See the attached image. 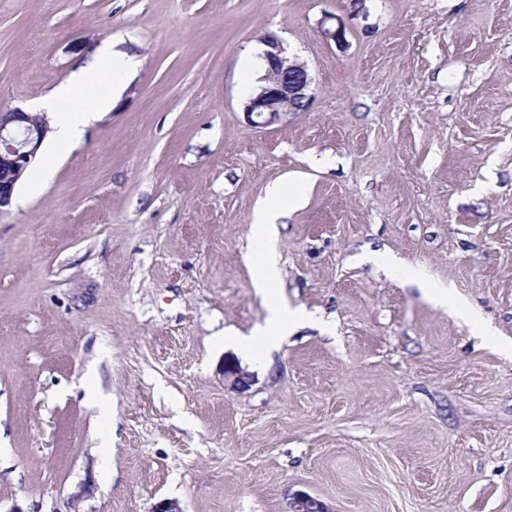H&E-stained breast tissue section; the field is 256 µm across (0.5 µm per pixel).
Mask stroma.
Returning a JSON list of instances; mask_svg holds the SVG:
<instances>
[{"label": "stroma", "mask_w": 512, "mask_h": 512, "mask_svg": "<svg viewBox=\"0 0 512 512\" xmlns=\"http://www.w3.org/2000/svg\"><path fill=\"white\" fill-rule=\"evenodd\" d=\"M268 32L311 99L254 128ZM103 55L0 214V512H512V0H0V109ZM267 250L308 320L247 353ZM297 195L284 194L281 186H274L268 195L267 202L263 204L257 214L255 224H252V233L258 238H267L276 232V221L288 214L289 209L298 202Z\"/></svg>", "instance_id": "1"}]
</instances>
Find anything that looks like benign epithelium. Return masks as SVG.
I'll return each mask as SVG.
<instances>
[{"mask_svg":"<svg viewBox=\"0 0 512 512\" xmlns=\"http://www.w3.org/2000/svg\"><path fill=\"white\" fill-rule=\"evenodd\" d=\"M266 46L260 57L265 63L262 85L243 106L248 124L255 128L277 124L288 115L309 105L310 78L304 63L287 55L282 42L272 33L259 37ZM53 132L46 112L13 108L0 112V165L10 177L0 180V213L10 207L13 195L40 150ZM293 512H328L320 501L298 494L293 498Z\"/></svg>","mask_w":512,"mask_h":512,"instance_id":"obj_1","label":"benign epithelium"}]
</instances>
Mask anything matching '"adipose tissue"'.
<instances>
[{
    "label": "adipose tissue",
    "instance_id": "adipose-tissue-1",
    "mask_svg": "<svg viewBox=\"0 0 512 512\" xmlns=\"http://www.w3.org/2000/svg\"><path fill=\"white\" fill-rule=\"evenodd\" d=\"M114 67L115 63L109 57H100L76 77L51 91L45 106L56 115L54 135L58 147H65L80 138L94 113L110 111L116 104V97H100L93 92L94 87L108 81ZM297 201V196L285 195L281 186H274L256 214L253 235L266 238L274 234L277 220L286 216ZM254 272L255 285L269 304L270 316L265 329L253 331L251 336L241 339V346L247 350L269 345L272 337L286 335L292 323L289 313L278 305L274 296L278 282L275 260L264 256Z\"/></svg>",
    "mask_w": 512,
    "mask_h": 512
}]
</instances>
